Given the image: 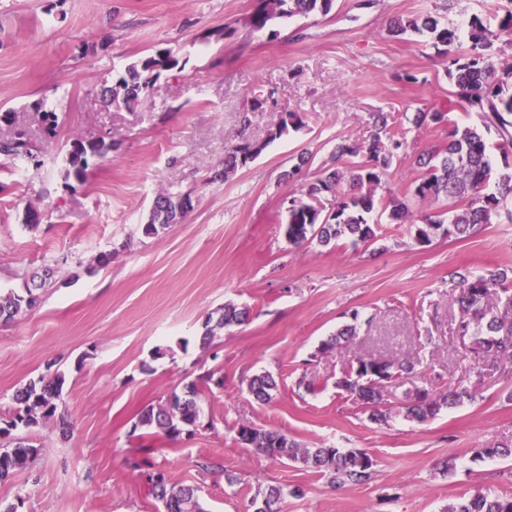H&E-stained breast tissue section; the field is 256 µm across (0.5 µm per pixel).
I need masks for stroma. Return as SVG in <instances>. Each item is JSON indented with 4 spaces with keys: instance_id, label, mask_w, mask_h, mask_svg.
<instances>
[{
    "instance_id": "stroma-1",
    "label": "stroma",
    "mask_w": 512,
    "mask_h": 512,
    "mask_svg": "<svg viewBox=\"0 0 512 512\" xmlns=\"http://www.w3.org/2000/svg\"><path fill=\"white\" fill-rule=\"evenodd\" d=\"M254 0H0V138L25 132L35 155L0 164V289L25 288L29 274L56 263L55 282L23 316L0 322V420L12 396L47 365L65 375L61 435L47 422L33 436L29 468L0 483V501L25 499L21 512H159L146 477L199 487L208 512H253L258 486L297 487L279 512H444L462 493L512 494V457L482 449L512 445V363L478 372L454 330L456 288L448 274L490 275L512 267V224H488L470 237L415 243L407 225L376 209L380 252L345 245H289L281 220L290 195L313 181L336 144L361 143L369 115L390 112L409 148L390 168L381 195L399 193L419 170L417 154L442 144L474 116L448 105L446 62L427 38L396 40L397 17L432 12L440 0H335L328 15L278 23L257 33ZM109 39L107 51L89 47ZM159 48L177 69L163 73L139 104L115 107L103 84ZM415 82L404 81V73ZM267 97L263 110L255 97ZM426 106L448 107L447 124L416 128ZM58 112L56 135L38 109ZM304 128L275 141L282 114ZM114 144L83 178L67 175L74 137ZM259 155L226 180H213L242 139ZM313 158L300 165L302 151ZM301 173H294V166ZM190 195L182 223L143 236L158 191ZM40 223L26 226L27 210ZM111 254L109 264L96 262ZM247 306L246 324L202 345V325L226 302ZM349 345L320 353L343 325ZM167 348L154 358L156 348ZM360 356L413 362L385 387L433 392L448 380L476 384L474 401L424 422L395 416L373 423L335 382ZM223 386L204 393L192 435L169 441L138 435L140 410L208 372ZM268 373L269 403L247 388ZM312 382L313 392L300 388ZM252 426L280 431L302 446L334 445L374 461L362 484L327 477L259 454L240 439ZM457 468L444 473L442 461Z\"/></svg>"
}]
</instances>
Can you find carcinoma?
I'll return each instance as SVG.
<instances>
[{"label": "carcinoma", "mask_w": 512, "mask_h": 512, "mask_svg": "<svg viewBox=\"0 0 512 512\" xmlns=\"http://www.w3.org/2000/svg\"><path fill=\"white\" fill-rule=\"evenodd\" d=\"M333 2L256 0L249 26L255 31L268 29L274 36L277 31L273 26L278 21L316 13L325 16L332 10ZM409 32L426 34L434 44L445 47L446 72L456 97L454 105L468 114H476L478 123L454 127L445 146L425 149L418 154L416 163L421 174L412 182L410 194L402 198L379 197L376 191L393 162L406 150V141L394 130L393 114L373 113L369 139L336 147L330 162L320 168V175L303 185L299 196L289 199L284 232L291 245L299 247L315 241L327 247L344 239L354 250L368 248L381 240L378 227L369 221V215L378 206L389 212L392 221L411 225L413 239L421 246L432 243L437 237L460 239L496 221L512 223V161L506 154L503 165L496 167L490 156L492 139L504 151L512 148V64L501 66L493 61L495 41L504 34L512 35V8L503 13L497 8L487 15L473 14L464 29L442 25L435 16L425 13L397 19L388 30L390 36L398 39ZM178 65L179 60L170 50L157 49L127 65L113 78L112 85L102 87V94L114 105L135 104L162 72ZM447 122L448 113L437 107L420 111L414 118L418 128ZM304 126L302 117L290 112L270 129L268 138L276 140ZM111 149L112 143L103 138L73 140L66 157V174L83 177L90 160L105 156ZM261 149L262 145L243 140L224 158V170L216 176H231ZM0 156L10 162L33 158L21 133L13 139L0 140ZM188 199V195L158 192L148 221L140 225L142 235L155 237L170 225L182 222L192 210L183 205ZM414 202L430 205L442 202L445 209L424 213L416 222L413 220ZM54 276L55 268L47 265L42 273L32 277L25 292H0V320L8 322L32 309L38 300L34 291L44 289ZM507 280L506 271L490 277L467 270L451 274V281L459 289L455 298L459 309L456 331L469 337L476 355L484 347L494 346L500 357L512 359V322L500 317L490 303L494 295L502 302L512 303V295L505 288ZM217 314L218 317L210 316L203 323L200 336L203 345L211 343L218 331L244 324L249 311L226 303ZM355 334L356 326L346 325L324 342L320 351L328 352ZM412 369L410 362L360 357L351 372L336 380V388L364 405L369 410V420L386 424L392 418L393 408L387 405L381 387L385 383L399 382L402 373ZM211 383L219 386L224 380L208 372L200 376L198 382L187 385L182 393L174 391L164 402L144 407L137 415L133 430L178 440L199 419L203 391L198 385ZM64 384L65 375L48 368L46 373L20 386L12 397L10 420L6 426H0V438L19 427L33 429L47 421L55 422L61 433H67L71 423L58 404ZM248 388L258 401L266 403L273 399L278 384L272 375L263 373L252 377ZM475 397V387L450 378L442 393L418 388L404 392L400 409L403 417L423 422L445 406L462 404ZM239 434L242 441L259 453L321 473L332 483L338 480L360 483L372 475L373 460L362 451L344 450L334 445L305 448L271 429L243 426ZM38 452V446L28 437H18L6 444L0 450V483L27 469ZM288 494L286 487L269 486L258 489L251 502H257L260 497L279 501ZM156 498L166 504V512H207L198 488L193 485L166 482ZM445 512H512V495L490 497L477 492L461 497Z\"/></svg>", "instance_id": "cac0c4a2"}]
</instances>
